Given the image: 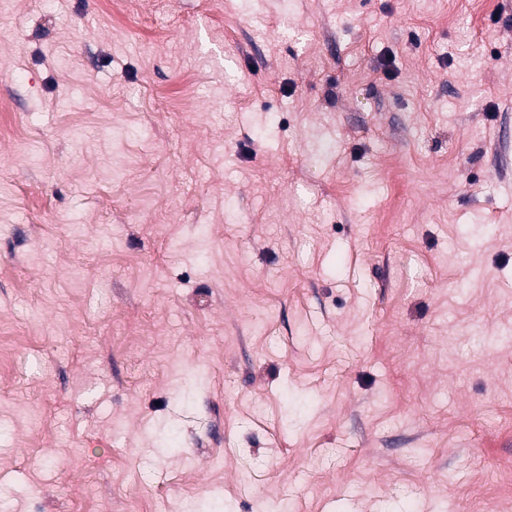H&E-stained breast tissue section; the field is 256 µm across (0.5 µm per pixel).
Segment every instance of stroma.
I'll list each match as a JSON object with an SVG mask.
<instances>
[{
	"instance_id": "1",
	"label": "stroma",
	"mask_w": 512,
	"mask_h": 512,
	"mask_svg": "<svg viewBox=\"0 0 512 512\" xmlns=\"http://www.w3.org/2000/svg\"><path fill=\"white\" fill-rule=\"evenodd\" d=\"M0 512L512 506V0H0Z\"/></svg>"
}]
</instances>
